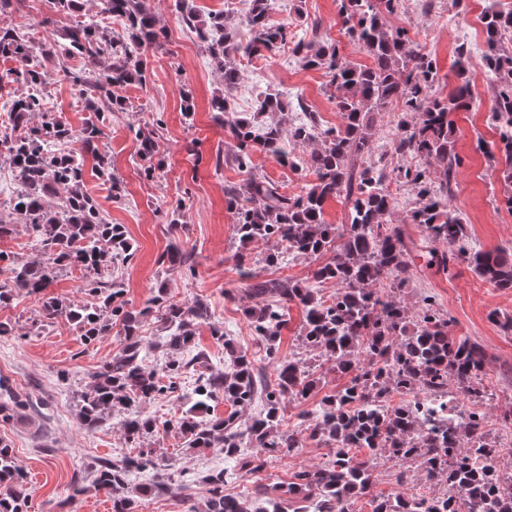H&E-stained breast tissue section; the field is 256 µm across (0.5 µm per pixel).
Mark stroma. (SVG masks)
Wrapping results in <instances>:
<instances>
[{
	"mask_svg": "<svg viewBox=\"0 0 512 512\" xmlns=\"http://www.w3.org/2000/svg\"><path fill=\"white\" fill-rule=\"evenodd\" d=\"M505 0H434L430 11L409 5L387 16L388 27H403L415 47L435 58L441 80L434 87L438 96L448 92L447 79L454 72L456 48L484 43L485 30L476 21ZM294 0H274L272 17L290 23V40L277 51L260 59L244 61V77L231 98V108L253 113L257 95L268 87L280 89L286 97L302 95L310 109L318 112L323 127L337 126L340 117L334 100L327 93L324 71L304 67L292 53L293 44L310 38L305 26L295 23ZM143 8L155 16L159 27L168 32L160 48L147 55L145 85L132 84L121 90L129 109L110 115L104 143L110 155L113 174L122 186L113 196L109 183L93 171L85 173V188L95 198L113 224L123 225L133 247L130 263L115 267L112 276L122 282L130 308L140 309L165 284L170 298L180 302L202 300L208 306L210 321L223 322L231 342L243 350L255 367L272 374L273 366L263 346L244 318L247 288L252 279L290 278L305 285H317L322 296L334 293L327 283H314L313 264L305 258L282 260L271 265L267 253L278 251L270 242L243 250L234 229V215L228 210L225 187L238 185L246 172L234 162L235 142L213 118L210 102L223 90L224 81L196 35L180 22L175 0H142ZM340 0H305L303 8L310 20L319 24L320 35L336 44L343 57L357 64L368 58L353 44L341 27ZM93 19L107 31L124 33L122 20L101 14L97 0H82L79 14H58L48 0H13L7 21L26 32L34 42L60 40L77 20ZM77 60L63 58L61 65L50 66L45 97L50 112L61 116L74 128H81L90 113L75 94L65 76ZM473 102L468 111L456 112V150L463 158L451 205L462 217L470 239L482 249L512 251V211L501 203L504 189L488 159L477 148L478 142H494L496 133L488 115L497 94V84L485 68L481 53H471ZM191 94L194 110L184 114V94ZM158 124L156 162L160 168L153 178L141 170L136 126ZM310 146H296L292 155L296 168H288L263 152L253 156L254 171L278 182L287 192H300L304 183L303 165ZM177 226H170V219ZM179 237L192 256V266L160 263L172 237ZM247 253L245 265H238L239 253ZM433 298L437 313L453 317L456 335L467 336L487 350L485 382L499 392L497 411L512 409V398L503 395L512 388V334L504 333L501 321L512 318V289H500L477 278L467 263L457 262L451 274L418 264L411 281L398 292L409 312H416L421 295ZM498 313L491 321L490 313ZM0 321L10 323L12 334L0 336V375L8 377L29 404L9 423H0V437L9 441L20 466L27 475L28 512H112L109 498L94 487L95 470L101 461L129 453L121 436V412L95 432H85L78 415V397L92 383L91 375L112 359L119 350L116 337L107 336L85 344L75 324L60 317L49 326L41 324V301L28 296L20 303L0 308ZM210 322L199 323L193 350L204 354V362L194 364L177 380L179 395L146 405V414L167 417L184 407L180 394L191 391L199 375L229 366L224 345L210 333ZM319 382L307 400H284L282 415L291 420L311 409L324 394L341 389L347 382L336 373L331 362L317 359ZM144 447L168 460L175 476L225 466L217 450L187 448L180 434L171 432L148 437ZM330 455L323 444L305 442L294 454H282L269 461L258 473L240 472L226 485L225 492L239 499H252L256 489L278 497L300 467L319 465ZM81 480L85 491L71 497L74 480ZM208 497L204 483L169 493L139 494L138 512H192Z\"/></svg>",
	"mask_w": 512,
	"mask_h": 512,
	"instance_id": "obj_1",
	"label": "stroma"
}]
</instances>
